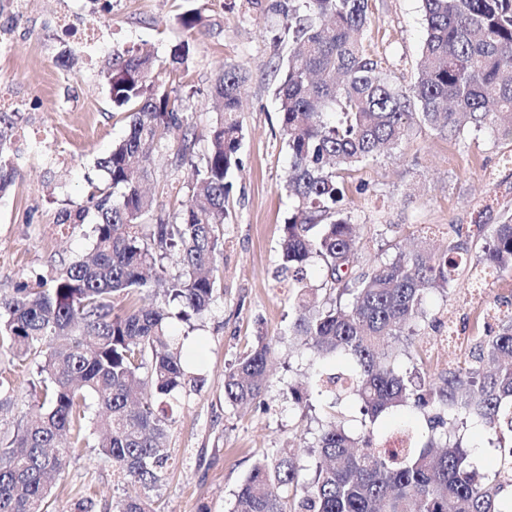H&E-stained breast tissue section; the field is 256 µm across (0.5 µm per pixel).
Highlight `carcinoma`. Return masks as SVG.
Returning <instances> with one entry per match:
<instances>
[{"label":"carcinoma","instance_id":"cac0c4a2","mask_svg":"<svg viewBox=\"0 0 512 512\" xmlns=\"http://www.w3.org/2000/svg\"><path fill=\"white\" fill-rule=\"evenodd\" d=\"M421 2L426 35L416 79L402 89L389 82L386 59L364 43L368 0H246L255 12L282 15L274 42L289 52L275 89L288 149L283 189L294 204L280 270L296 305L288 336L323 361L312 373V392L291 395L304 408L314 399L331 408L354 400L362 430L327 419L304 483L293 449L258 458L231 512H512V298H500L495 322L436 374H421L426 361L417 345L426 326H445L431 298L447 295L463 277L471 288L512 279V215L498 224L448 225L442 252L399 250L357 269V225L341 207L345 173L397 148L415 124L451 140L467 126L512 138V0ZM202 22L197 9L177 17L186 34ZM194 51L179 37L163 59L133 46L113 55L105 78L113 107L127 113V134L98 160L103 178L88 181L84 204L58 216L60 224L93 218L92 251L0 297V341L13 358L36 363L43 409L0 437V512H49L51 484L85 440L89 395L98 407L97 447L124 480L150 489L168 466L163 438L173 406L202 378L191 371L187 336L175 334L168 313L146 300L160 283L179 320L210 309L243 140L245 76L231 65L214 85L222 111L197 155L193 111L177 89ZM17 116L0 112V194L17 174ZM174 131V164L191 166L194 178L169 186L186 197L176 213L157 214L142 184L151 176L147 163L169 149ZM170 264L178 273H169ZM314 268L329 303L307 304ZM274 352L273 340L257 337L224 374L225 403L261 402ZM403 408L413 413L400 426L405 446L379 447V421ZM469 425L496 438L495 472L481 475L474 466L460 433ZM113 509L155 512L141 496Z\"/></svg>","mask_w":512,"mask_h":512}]
</instances>
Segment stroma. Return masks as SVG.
Here are the masks:
<instances>
[{"instance_id": "35a3bbf8", "label": "stroma", "mask_w": 512, "mask_h": 512, "mask_svg": "<svg viewBox=\"0 0 512 512\" xmlns=\"http://www.w3.org/2000/svg\"><path fill=\"white\" fill-rule=\"evenodd\" d=\"M26 0L16 11L0 0V87L31 103L17 124L44 129L47 139L18 146V175L0 198V296L23 280L33 281L87 254L93 245L86 224H60L61 210L82 204L88 180L100 179L96 163L113 142L125 136L128 121L110 100L103 75L115 53L135 46L165 56L178 36L175 25L184 0ZM204 17L193 39L195 56L184 80L197 116L199 135L219 110L211 88L225 66L248 74L241 90L244 140L242 166L232 177L226 201L223 271L210 310L193 322L191 340L199 345L200 390L186 389L168 427L169 465L150 489L157 512H230L232 493L256 458L281 448L299 449L300 435L326 416L322 406L303 409L288 397L289 388H307L310 356L288 340L295 315L287 282L277 275L279 243L291 208L280 183L288 166L275 100L274 70L279 63L271 43L282 18L269 11H248L245 0H195ZM101 18L110 37L95 51L75 45L63 58L58 40L62 8ZM372 24L366 43L388 61V78L397 87L414 82L425 36L421 0H369ZM512 140L465 130L451 141L424 126H413L407 141L351 173L343 206L360 227L356 267L394 254L396 248L448 243L452 224H496L512 214ZM149 188L158 211L180 204L167 194L174 182L192 179L189 166L178 167L171 152L155 157ZM512 294V281L475 291L466 284L451 289L435 309L453 315L468 351L474 321L497 297ZM273 338L267 408H240L224 401V373L257 336ZM35 365L16 372L10 407L0 412V436L13 433L21 417L35 413L29 381ZM298 465L310 459L301 453ZM140 487L125 482L117 463L94 445L74 450L66 471L50 491L54 512H77L92 500L93 512H112Z\"/></svg>"}]
</instances>
